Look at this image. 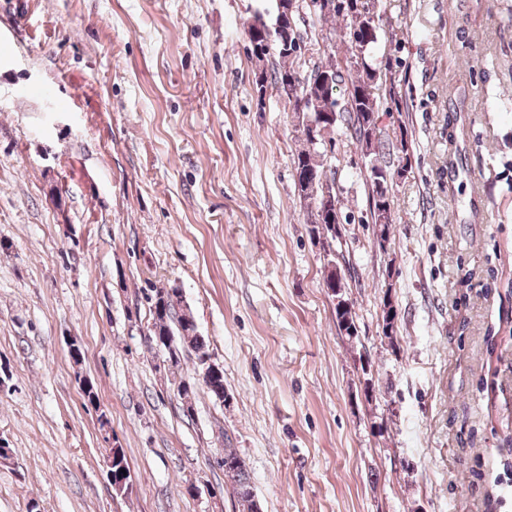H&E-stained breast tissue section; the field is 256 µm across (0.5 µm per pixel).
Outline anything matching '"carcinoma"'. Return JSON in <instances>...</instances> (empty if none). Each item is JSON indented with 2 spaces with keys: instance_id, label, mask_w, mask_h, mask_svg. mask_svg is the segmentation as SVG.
<instances>
[{
  "instance_id": "cac0c4a2",
  "label": "carcinoma",
  "mask_w": 512,
  "mask_h": 512,
  "mask_svg": "<svg viewBox=\"0 0 512 512\" xmlns=\"http://www.w3.org/2000/svg\"><path fill=\"white\" fill-rule=\"evenodd\" d=\"M358 0H338L336 10L332 12H319V20L331 21L342 20L346 29L345 38L341 41V47L331 46L329 50H341L344 54L354 56V49H363L364 54H369L377 43V34L370 33L365 28V18L357 7ZM300 6H295L292 13V22L288 23L285 31L275 37L268 35H249L253 49L264 47L272 48L278 58V62L270 72H262L261 82L271 81L280 94L288 99L292 111L303 112L312 108V114L328 112L337 116L335 127L329 133H336V127L345 128L344 134L353 139L361 146L364 155L370 158V163L378 171H388L390 166L384 160L386 142L382 136L373 140L367 139V126H378L379 112L381 107L380 98L373 93V83L379 68H374L367 63L352 62L351 70L355 75L349 76L350 87L347 99L339 103L336 98V88L344 80V76L336 66L322 61L314 64L311 71L302 75L294 66V60L300 49L299 35L296 31V21L299 16ZM330 73L333 75V84L326 87L319 86L320 77ZM314 99L316 105L309 106V99ZM303 147L293 156V166L296 172V179H301L305 170L313 165L315 148L310 137H301ZM315 166V165H313ZM323 165L315 166L314 177L321 178ZM379 178L370 177L371 197L370 213L372 219H378V203L386 202L385 195L378 190ZM179 293L166 288L151 289L145 294V299L150 303V310L153 312V328L150 329L146 343L150 346L157 344L158 339L175 331L178 341L190 348L196 356L197 364L204 363L210 357L204 337L198 335L193 317L190 313L177 312L179 305ZM336 327L339 332L346 333V336H356L355 312L353 304H348L344 310H336ZM224 476L227 478L232 492L237 500L246 509V512H254L255 494L253 491L249 472L245 462L233 448L224 449Z\"/></svg>"
}]
</instances>
